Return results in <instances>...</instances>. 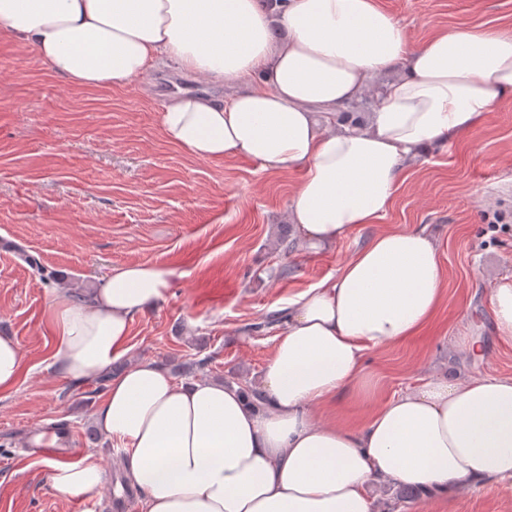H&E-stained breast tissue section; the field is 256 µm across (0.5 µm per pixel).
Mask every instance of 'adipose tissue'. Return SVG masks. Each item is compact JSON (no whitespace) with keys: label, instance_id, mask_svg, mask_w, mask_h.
Returning a JSON list of instances; mask_svg holds the SVG:
<instances>
[{"label":"adipose tissue","instance_id":"obj_1","mask_svg":"<svg viewBox=\"0 0 512 512\" xmlns=\"http://www.w3.org/2000/svg\"><path fill=\"white\" fill-rule=\"evenodd\" d=\"M0 31L75 86L123 87L167 62L197 78L204 90L167 97L164 138L195 159L300 173L288 222L313 248L375 223L406 166L512 100V29L457 26L415 45L378 0H0ZM214 83L230 94L208 93ZM375 84L374 111L338 121ZM173 277L162 264H127L88 303L55 293L52 363L75 381L106 373ZM445 287L437 238L383 231L289 302L261 404L233 382H176L153 361L111 377L95 422L124 443L142 512H375L378 484L444 501L512 482V377L433 378L358 428L314 415L367 388V353L414 336ZM44 464L65 496L105 480L89 456Z\"/></svg>","mask_w":512,"mask_h":512}]
</instances>
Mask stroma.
Returning a JSON list of instances; mask_svg holds the SVG:
<instances>
[{"mask_svg":"<svg viewBox=\"0 0 512 512\" xmlns=\"http://www.w3.org/2000/svg\"><path fill=\"white\" fill-rule=\"evenodd\" d=\"M380 3L415 44L456 26L512 28V0ZM194 87L160 66L125 87H73L0 33V336L12 337L23 359L17 384L0 392V512H140L137 493L116 491L122 443L88 438L105 382L72 381L50 361L54 292L87 293L125 264L176 272L165 301L134 317L128 361L187 362L190 378L251 388L277 337L261 327L267 316L336 276L375 234L424 226L440 241L448 281L435 320L369 352V393L342 392L315 415L357 427L439 374L512 377V341L496 335L488 301L496 279L512 274V103L410 164L383 218L312 250L281 234L299 174L244 158L198 160L164 138L165 99ZM28 253L56 282L42 281ZM464 336L481 340V359L458 352ZM59 424L104 470L98 492L51 489L30 439ZM399 512H512V483L461 490L445 503L422 495Z\"/></svg>","mask_w":512,"mask_h":512,"instance_id":"35a3bbf8","label":"stroma"}]
</instances>
